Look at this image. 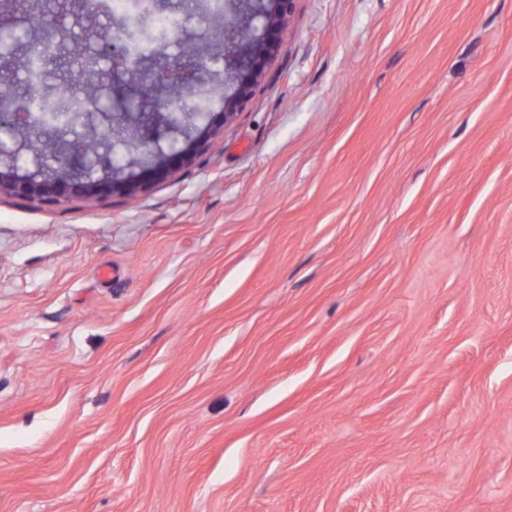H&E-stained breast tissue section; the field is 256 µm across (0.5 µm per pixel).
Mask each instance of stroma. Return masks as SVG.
Returning a JSON list of instances; mask_svg holds the SVG:
<instances>
[{"label": "stroma", "mask_w": 512, "mask_h": 512, "mask_svg": "<svg viewBox=\"0 0 512 512\" xmlns=\"http://www.w3.org/2000/svg\"><path fill=\"white\" fill-rule=\"evenodd\" d=\"M67 2L66 56L135 27ZM163 12L215 56L208 149L0 196V512H512V0H295L230 123L223 20ZM217 133V126L206 125L200 128L198 125H193L192 131L186 136L184 146L179 147L177 144L168 146L169 157L161 147H152L150 141L142 140L141 145L155 159L154 167L147 171L146 177L142 180L122 176L120 174L124 171L122 165H115L101 156H98L86 171V158L80 155L75 165L65 163L61 169L57 171L52 169V174L41 179L19 180L13 174L14 165H8L6 170H2L1 166L0 195L9 193L45 200H55L69 194L135 196L145 191L152 182L170 177L177 166L190 163L197 154L208 148L210 140ZM90 170L96 172L90 174Z\"/></svg>", "instance_id": "obj_1"}]
</instances>
